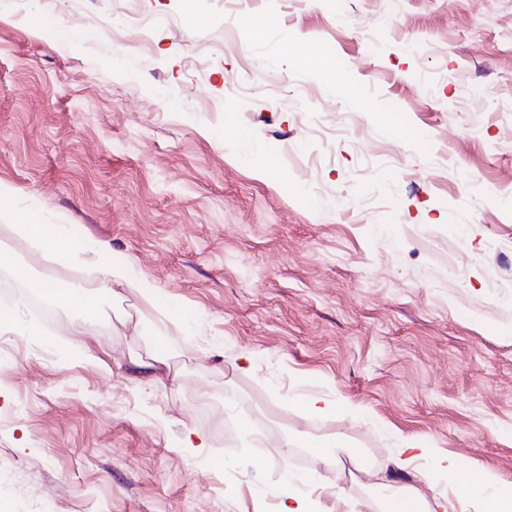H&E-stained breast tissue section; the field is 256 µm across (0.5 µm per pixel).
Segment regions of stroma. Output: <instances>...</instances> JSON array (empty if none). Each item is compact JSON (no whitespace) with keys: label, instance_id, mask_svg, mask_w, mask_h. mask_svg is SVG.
I'll list each match as a JSON object with an SVG mask.
<instances>
[{"label":"stroma","instance_id":"obj_1","mask_svg":"<svg viewBox=\"0 0 512 512\" xmlns=\"http://www.w3.org/2000/svg\"><path fill=\"white\" fill-rule=\"evenodd\" d=\"M1 183L29 270L0 287L10 512H278L284 485L379 512L409 482L349 464L329 488L323 459L303 484L245 418L381 465L423 441L439 492L447 455L512 486V0H0ZM31 209L80 232L72 257L18 237ZM102 244L153 294L106 299L88 336L64 304L39 318L34 284L101 287ZM125 316L177 378H133ZM309 395L351 413L307 417ZM202 403L233 443L190 422Z\"/></svg>","mask_w":512,"mask_h":512}]
</instances>
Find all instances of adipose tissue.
<instances>
[{
	"mask_svg": "<svg viewBox=\"0 0 512 512\" xmlns=\"http://www.w3.org/2000/svg\"><path fill=\"white\" fill-rule=\"evenodd\" d=\"M40 294L52 302L64 303L74 318L81 323L92 322L97 309V294L80 289H58L43 283ZM439 466L452 478L448 492L427 497L421 486L426 476H419L417 484L404 488L392 503L398 512H468L471 505H478L479 512H512V499L501 495L498 481L489 472L469 468L467 463L454 457H443Z\"/></svg>",
	"mask_w": 512,
	"mask_h": 512,
	"instance_id": "obj_1",
	"label": "adipose tissue"
}]
</instances>
